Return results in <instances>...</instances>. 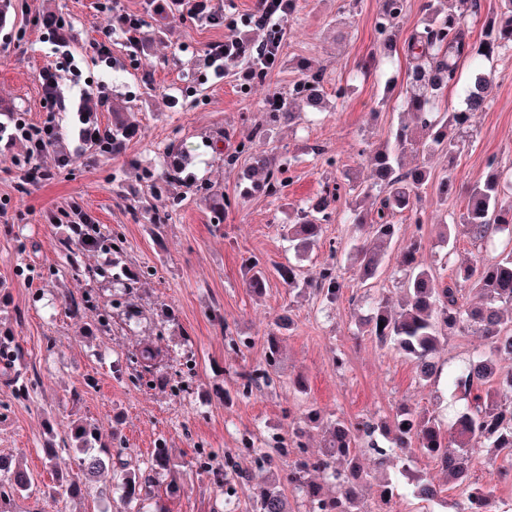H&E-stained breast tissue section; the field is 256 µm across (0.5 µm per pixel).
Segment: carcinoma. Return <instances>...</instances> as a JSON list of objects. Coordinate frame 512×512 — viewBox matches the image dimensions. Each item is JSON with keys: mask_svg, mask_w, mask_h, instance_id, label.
I'll return each instance as SVG.
<instances>
[{"mask_svg": "<svg viewBox=\"0 0 512 512\" xmlns=\"http://www.w3.org/2000/svg\"><path fill=\"white\" fill-rule=\"evenodd\" d=\"M403 7V0H381L377 13L376 33L391 54L398 53L396 28ZM423 10L426 18L422 29L415 31L402 47L409 60L405 111L411 121L401 122L392 131V142L370 151L367 178H360L352 168L345 170L343 183L327 187L297 209L292 223L286 227L288 238L305 251L319 241L323 226L336 213L337 203L345 199L351 224L360 233L351 245L350 254L353 276L362 288L373 287L382 272L387 248L398 237L395 218L406 213L416 229L422 228L421 194L429 184L430 172L422 164L407 165L405 157L409 153L437 151L447 155L448 167H453L460 149L459 135L470 126L475 113L487 108L490 78L478 74L472 79L461 109H438L445 90L460 81L467 57H488L512 45V0H497L476 41L471 40L466 19L478 15L477 0H427ZM184 13L212 25L224 22L223 11L212 0L203 11L197 0H144L142 13L128 16L117 12L112 15V22L124 35L128 56L134 60L150 50L154 42L167 40L172 34L170 22ZM36 22L57 45L73 44L74 26L58 11L48 8L38 15ZM265 35L266 32L258 29L247 37L213 44L209 48V60L222 69L246 59L252 70L251 79L263 83L269 69L257 55L256 46ZM298 69L300 78L292 90L286 96L274 93L265 99L263 121L255 125L249 140L240 143L241 152L250 161L251 189L270 196L277 194L283 185L288 162L274 153L257 149L255 141L264 139L269 127L291 123L301 118L302 112L319 108L323 101V71L304 60L298 63ZM42 85L47 99L56 107L48 124L34 129L24 113L0 107L7 117V121L0 122V139L25 134L31 142L46 145L48 154L56 151L67 135L59 120L60 113L67 111V104L60 75L46 77ZM103 110L112 113V122L100 127L94 121V114ZM78 111L85 121L84 145L95 157L119 156L141 134L136 112L114 100L103 87L87 93ZM186 165L185 155L172 152L160 165L140 168L141 179L150 188V195L138 200V208L151 215L152 223H167L170 213L180 206L182 195L178 188L183 186L180 174ZM488 168L485 180L469 187L466 207L446 225L445 239L455 241L463 234L478 247L492 248L493 253L460 261L454 269L453 282L442 284L419 260L421 238H416L399 254L398 266L403 272L400 303L392 307L387 298L378 297L362 319L363 333L413 362L419 379L425 382L440 377L442 367L435 361V355L448 336L478 334L487 341V350L448 367V389L453 402L448 405L446 416L414 413L403 408L392 422L379 426L368 421L353 423L339 416L322 421L317 410H307L305 421L321 426V452L309 455L302 449V428L298 426L288 432V443L278 447L282 458L288 456V446L300 449L297 459L288 465L285 479L300 496L304 512H365L360 503L367 473L360 463V455L366 450L375 453L380 468L389 462L388 450L376 438L378 433L389 439L391 450L402 456L411 455L416 448L424 451L462 488L463 498L450 503L442 496L440 487L427 478L408 481L407 494L429 505L448 506L454 512H496L493 491L483 490L478 501L471 495V465L474 455L483 448L494 449L506 462L497 472V482L512 483V369L504 370L496 364L499 358H512V201H503L505 187L512 186V174L499 170L493 160ZM194 191L208 205L211 219L221 223L229 206L224 192L203 183L194 185ZM55 223L70 231L66 257L75 270L81 269L84 253L106 250L116 258L110 266L89 269L92 276L122 284L126 280L136 282L146 275L144 270L121 264L123 242L104 234L79 205L57 214ZM278 274L289 290L308 294L321 304L334 305L342 298L343 283L333 264L322 267L309 279L300 278L292 264L280 267ZM245 285L254 297L264 294L267 279L258 263L249 265ZM66 304L77 317L93 312L100 327L111 326L112 312L89 289L77 297L67 296ZM286 322H293L287 314L265 338L266 364L242 375L243 394L272 381L271 373L275 372L281 351L280 327ZM21 357L22 350L15 337L0 334V375L9 381L12 397L23 403L32 398L35 382L22 371ZM157 357L158 352L153 348L143 347L126 369L134 372L137 381L148 385L146 376L154 374ZM70 438L86 451L76 473L57 469L60 449L52 445L42 449L45 467L53 475V485L47 494L55 504L84 495L89 486L83 477L92 478L110 471L112 478L120 481L125 512H140L136 505L152 497L156 476L171 467L167 449L162 447L154 449L143 468L132 466L120 452L114 454L107 447H92L98 441V428L88 420L75 424L70 429ZM243 449L256 456L260 467L269 473L256 489L253 512H290L274 460L251 446L248 440ZM34 488L35 478L27 469L0 465V512H9L7 505L15 497Z\"/></svg>", "mask_w": 512, "mask_h": 512, "instance_id": "carcinoma-1", "label": "carcinoma"}]
</instances>
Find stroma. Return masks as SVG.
Returning a JSON list of instances; mask_svg holds the SVG:
<instances>
[{"label":"stroma","mask_w":512,"mask_h":512,"mask_svg":"<svg viewBox=\"0 0 512 512\" xmlns=\"http://www.w3.org/2000/svg\"><path fill=\"white\" fill-rule=\"evenodd\" d=\"M46 1L11 0L12 22L0 28V104L24 112L28 124H41L49 104L40 75L50 68L62 74L72 106L63 116L68 128L64 148L72 162L50 180L25 184L24 144L0 142V207L7 211L0 216V331L17 336L23 364L36 382L32 402L20 404L0 379V401L10 406L7 420L0 423V456L23 460L42 487L52 482L41 454L46 441H68L73 421L87 419L105 430L117 417L118 445L144 463L158 441H165L174 466L159 484L164 488L176 482V493L162 491L142 502L141 512H218L226 489L233 493L235 512H248L264 473L252 457L239 453L243 435H252L256 447L268 451L276 437L300 426L308 453L316 455L320 432L305 423L308 408L319 409L325 418L374 423L392 421L403 407L441 411L448 401L445 382L419 381L411 361L361 332L367 293L354 284L345 256L331 252L350 236L347 207H340L309 252H296L283 231L294 208L321 193L327 176H341L349 168L367 173L368 150L389 140L401 119L407 61L383 54L374 30L378 0H296V12L283 22L278 63L262 84L245 83L238 70L213 74L204 63L210 45L247 34L240 18L255 15L258 0H216L226 19L222 26L177 20L175 43L158 45L154 56L136 63L125 54L122 34L112 28V13L138 12L141 0H115L110 10L103 8V0H50L80 34V45L66 54L34 24ZM231 19L237 20V28H228ZM21 28L26 31L22 37L17 34ZM106 36L112 41L108 69L89 50L90 43ZM303 58L324 73L326 105L314 116L273 130L267 149L293 156L294 163L279 194L251 192L244 177L247 159L225 167L212 142L223 137L230 151L248 140L264 99L275 91L287 92L299 78L296 63ZM481 66L492 78L489 105L473 116L456 160L438 152L407 159L411 165L425 163L433 181L453 174L458 192L443 203L434 187H427L423 228L401 222L377 283L380 295L391 300L401 296L398 254L414 238L422 240L424 265L445 283L452 278L451 259L477 255L466 237L447 246L443 227L465 207V188L484 180L488 160L512 170V48L482 60ZM145 69L154 74V90L139 85ZM192 71L203 75L206 84L202 99L186 104L177 96ZM100 84L129 98L142 124L140 137L125 154L111 159L88 155L75 112L85 93ZM315 144L324 146L325 155L312 153ZM173 149L187 155L184 175L192 184L211 183L231 200L221 226H213L192 189L160 229H153L147 214L134 212L146 187L137 181L130 160L154 166ZM75 203L103 232L122 238L127 266L147 270L133 293L66 265L60 241L67 230L49 223L48 216ZM255 260L268 277L266 292L258 299L245 286L246 269ZM330 262L337 263L344 283L343 298L331 309L289 292L276 272L277 266L290 263L310 277ZM49 266L59 270L52 281L40 277ZM88 288L102 304L112 305L110 332L99 331L93 316H73L61 300L63 292L77 295ZM216 312L222 321L213 320ZM286 312L294 324L284 334L275 383L240 398L239 372L264 364V338ZM144 345L160 351L153 385L114 378L113 364L128 363ZM337 355L343 367H335ZM186 357L196 368L183 378L178 363ZM297 376L305 377L306 393L290 387ZM87 377L92 386L83 387L81 401L73 402L72 390ZM178 381L186 387L180 394L171 390ZM200 448L211 449L223 464V488L194 465ZM362 462L368 473L361 498L366 512H426L423 503L401 493L381 505L382 473L373 453L365 452ZM502 463L495 453H480L472 463L471 482L494 486L498 512H512V484L495 482ZM387 472L403 484L409 475L420 474L439 483L447 499L460 496L459 488L419 450L408 459H394Z\"/></svg>","instance_id":"stroma-1"}]
</instances>
